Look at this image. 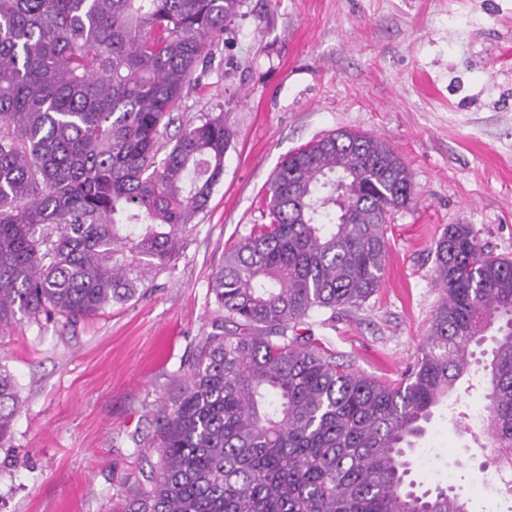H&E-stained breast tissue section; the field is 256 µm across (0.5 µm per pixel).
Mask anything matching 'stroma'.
Returning a JSON list of instances; mask_svg holds the SVG:
<instances>
[{
    "label": "stroma",
    "mask_w": 512,
    "mask_h": 512,
    "mask_svg": "<svg viewBox=\"0 0 512 512\" xmlns=\"http://www.w3.org/2000/svg\"><path fill=\"white\" fill-rule=\"evenodd\" d=\"M184 93L180 122L224 113L236 131L224 177L172 267L94 317L22 318L0 330V367L21 387L0 446V512H123L158 408L209 331L224 252L268 223L269 181L291 153L336 130L387 143L412 175L388 220L382 283L313 331L338 362L398 380L440 301L434 243L469 224L512 257V0H245ZM433 415L409 458L420 489L447 487L470 512H506L512 490L480 473L492 450L480 389Z\"/></svg>",
    "instance_id": "obj_1"
}]
</instances>
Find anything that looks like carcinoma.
<instances>
[{"mask_svg":"<svg viewBox=\"0 0 512 512\" xmlns=\"http://www.w3.org/2000/svg\"><path fill=\"white\" fill-rule=\"evenodd\" d=\"M242 0H0V326L125 304L176 260L224 175V114L162 137ZM412 176L386 143L338 130L288 156L269 223L224 252L201 336L153 418L156 462L126 512H468L406 482L405 450L494 332L481 421L512 469V258L470 224L436 240L442 294L413 367L348 371L309 319L358 307L387 267ZM18 384L0 369V446Z\"/></svg>","mask_w":512,"mask_h":512,"instance_id":"1","label":"carcinoma"}]
</instances>
